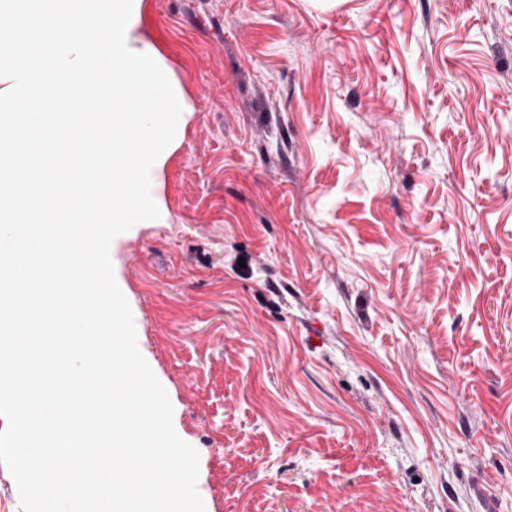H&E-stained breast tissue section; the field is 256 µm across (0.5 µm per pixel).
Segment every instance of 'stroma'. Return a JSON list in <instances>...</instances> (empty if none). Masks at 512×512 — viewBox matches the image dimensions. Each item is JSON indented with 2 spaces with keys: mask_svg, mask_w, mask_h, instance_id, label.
<instances>
[{
  "mask_svg": "<svg viewBox=\"0 0 512 512\" xmlns=\"http://www.w3.org/2000/svg\"><path fill=\"white\" fill-rule=\"evenodd\" d=\"M191 99L109 247L205 512H512V0H151Z\"/></svg>",
  "mask_w": 512,
  "mask_h": 512,
  "instance_id": "stroma-1",
  "label": "stroma"
}]
</instances>
